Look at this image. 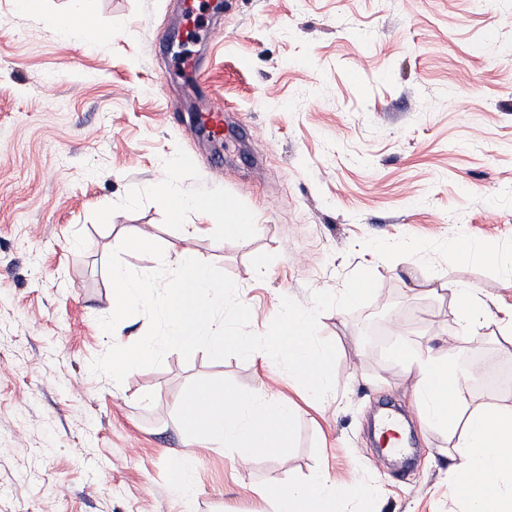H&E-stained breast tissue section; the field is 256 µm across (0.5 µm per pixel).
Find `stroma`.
Listing matches in <instances>:
<instances>
[{"instance_id":"1","label":"stroma","mask_w":512,"mask_h":512,"mask_svg":"<svg viewBox=\"0 0 512 512\" xmlns=\"http://www.w3.org/2000/svg\"><path fill=\"white\" fill-rule=\"evenodd\" d=\"M75 7L96 32L58 35L0 0V512H252L319 470L368 486L377 512H460L452 443L424 428L400 355L465 335L448 283L476 289L483 352L512 367L498 325L512 306V0H224L211 45L190 39L184 0H42L49 15ZM162 32L205 54L206 86L168 78ZM204 94L224 108L214 142L189 119ZM170 180L195 207L159 203ZM225 197L251 215L234 238L201 207ZM131 231L229 275L256 333L282 296L307 307L371 270L370 303L319 318L338 353L326 400L281 368L202 351L120 383L91 373L113 336L149 327L99 325L108 257ZM461 239L483 257L457 262ZM214 384L296 404L281 456L242 470L232 449H194L177 403ZM386 400L410 412L417 454L380 478L369 423ZM189 453L187 503L168 472Z\"/></svg>"}]
</instances>
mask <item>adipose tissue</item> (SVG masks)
Listing matches in <instances>:
<instances>
[{
	"mask_svg": "<svg viewBox=\"0 0 512 512\" xmlns=\"http://www.w3.org/2000/svg\"><path fill=\"white\" fill-rule=\"evenodd\" d=\"M474 359L465 339L447 356L428 353L410 357L409 363L427 427L455 440L451 494L466 512H512V408L470 406ZM295 411L286 400L271 403L259 393L214 387L193 389L179 403L183 427L198 447L225 445L244 467L257 456L275 457L287 448ZM261 500L257 512H347L352 500L359 512H374L364 490H343L322 472L276 487Z\"/></svg>",
	"mask_w": 512,
	"mask_h": 512,
	"instance_id": "ef3b65f1",
	"label": "adipose tissue"
}]
</instances>
